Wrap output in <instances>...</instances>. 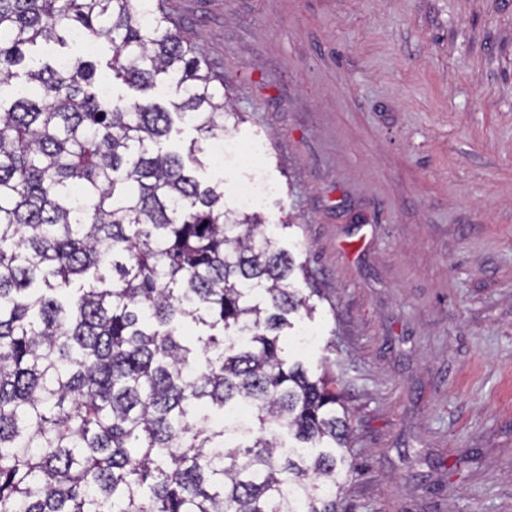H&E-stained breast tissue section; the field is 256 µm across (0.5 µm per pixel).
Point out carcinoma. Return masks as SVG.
Segmentation results:
<instances>
[{"label": "carcinoma", "mask_w": 512, "mask_h": 512, "mask_svg": "<svg viewBox=\"0 0 512 512\" xmlns=\"http://www.w3.org/2000/svg\"><path fill=\"white\" fill-rule=\"evenodd\" d=\"M75 34L176 101L106 98L89 59L0 101V512H341L336 380L283 354L303 266L197 177L224 79L163 0H0V85Z\"/></svg>", "instance_id": "obj_1"}]
</instances>
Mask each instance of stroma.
Here are the masks:
<instances>
[{"label": "stroma", "mask_w": 512, "mask_h": 512, "mask_svg": "<svg viewBox=\"0 0 512 512\" xmlns=\"http://www.w3.org/2000/svg\"><path fill=\"white\" fill-rule=\"evenodd\" d=\"M322 296L289 357L336 375L345 512H512V0H166ZM35 61L107 43H41Z\"/></svg>", "instance_id": "35a3bbf8"}]
</instances>
